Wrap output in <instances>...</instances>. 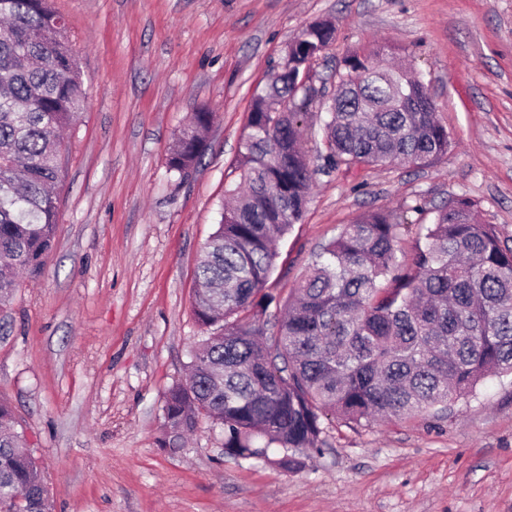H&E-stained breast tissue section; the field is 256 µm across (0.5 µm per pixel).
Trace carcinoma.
Listing matches in <instances>:
<instances>
[{
    "mask_svg": "<svg viewBox=\"0 0 512 512\" xmlns=\"http://www.w3.org/2000/svg\"><path fill=\"white\" fill-rule=\"evenodd\" d=\"M52 0H0V309L22 272L38 278L57 230L60 134L83 102V73ZM315 23L288 45L280 72L254 99L242 152V187L197 265L193 312L208 335L190 351L188 376L165 394L164 445L202 417L224 428V451L292 469L288 451L319 449L322 418L446 411L495 373L512 374V246L474 204L458 200L417 225L411 260L401 224L385 211L342 225L277 318L265 285L277 241L304 213L311 172L299 130L310 98L297 78L332 37ZM353 54L336 69L325 123L335 167H424L452 142L433 98L400 69L369 74ZM193 113L168 158L183 174L204 154ZM0 512H51L42 473L11 406L0 400Z\"/></svg>",
    "mask_w": 512,
    "mask_h": 512,
    "instance_id": "obj_1",
    "label": "carcinoma"
}]
</instances>
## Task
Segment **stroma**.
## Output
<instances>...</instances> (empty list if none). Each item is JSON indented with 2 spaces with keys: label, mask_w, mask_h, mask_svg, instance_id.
<instances>
[{
  "label": "stroma",
  "mask_w": 512,
  "mask_h": 512,
  "mask_svg": "<svg viewBox=\"0 0 512 512\" xmlns=\"http://www.w3.org/2000/svg\"><path fill=\"white\" fill-rule=\"evenodd\" d=\"M86 91L62 143L55 245L0 310V399L33 449L52 512H512V375L451 410L359 426L327 416L320 450L279 468L224 451L200 421L164 448L166 391L203 334L195 271L240 180L255 92L303 29L331 23L301 116L313 172L267 292L286 300L342 225L376 210L432 223L472 202L512 238V0H53ZM383 49L433 97L452 141L424 167H330L332 76ZM216 112L185 174L169 148L199 108Z\"/></svg>",
  "instance_id": "obj_1"
}]
</instances>
